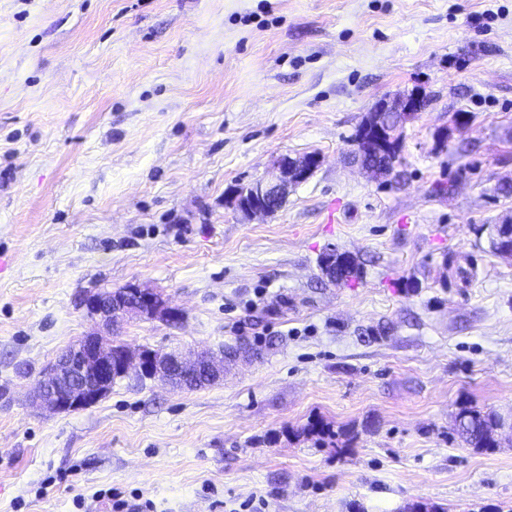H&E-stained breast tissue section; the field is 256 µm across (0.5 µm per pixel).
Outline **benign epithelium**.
Returning a JSON list of instances; mask_svg holds the SVG:
<instances>
[{"label":"benign epithelium","instance_id":"benign-epithelium-1","mask_svg":"<svg viewBox=\"0 0 512 512\" xmlns=\"http://www.w3.org/2000/svg\"><path fill=\"white\" fill-rule=\"evenodd\" d=\"M424 100L425 95L418 89L377 100L370 111L379 112L381 116L364 126L359 139L378 159L400 154L402 135L388 131L383 113L421 112ZM320 161V155L313 152L280 157L272 175L231 188L229 196L236 211L248 219L273 215L291 189L310 178ZM82 306L96 319L98 330L86 334L72 353L58 357L41 372L35 398L47 411L68 413L98 402L112 389L117 372L126 375L133 370L139 376L168 384L179 378L211 382L223 378L222 353L201 351L188 359L178 351L152 348L133 351L103 343L101 333L110 335L127 320L158 319L168 323L181 319L180 311L169 306L152 289L130 282L124 285L122 296L110 291L97 292L84 297Z\"/></svg>","mask_w":512,"mask_h":512}]
</instances>
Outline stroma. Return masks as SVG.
<instances>
[{
    "label": "stroma",
    "instance_id": "obj_1",
    "mask_svg": "<svg viewBox=\"0 0 512 512\" xmlns=\"http://www.w3.org/2000/svg\"><path fill=\"white\" fill-rule=\"evenodd\" d=\"M415 89L400 183L368 181L351 136ZM510 126L512 0H0V512H113L111 488L130 512H507L512 444L451 425L512 410V257L491 248ZM310 152L272 216L230 203ZM331 246L358 280L323 278ZM130 282L182 318L119 341L263 357L198 390L33 403L94 326L83 296ZM316 419L349 448L296 437ZM326 250L333 252L332 258L336 260V279H334L336 282H350L359 277L361 265L353 254L347 251H339L336 248H327ZM340 258L346 260V265L343 267L337 265ZM499 414L495 411H479L469 407H461L454 416V431L462 438L463 442L471 448L492 450L498 448ZM467 417L473 425L474 431L462 435L457 430V419Z\"/></svg>",
    "mask_w": 512,
    "mask_h": 512
}]
</instances>
